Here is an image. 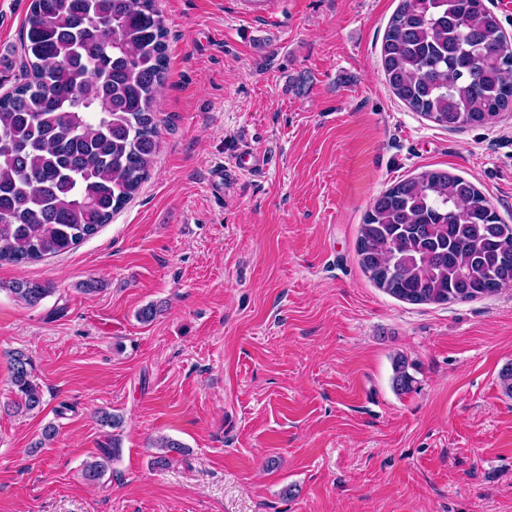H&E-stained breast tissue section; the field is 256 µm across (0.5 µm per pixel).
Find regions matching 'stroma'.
Instances as JSON below:
<instances>
[{
  "label": "stroma",
  "mask_w": 512,
  "mask_h": 512,
  "mask_svg": "<svg viewBox=\"0 0 512 512\" xmlns=\"http://www.w3.org/2000/svg\"><path fill=\"white\" fill-rule=\"evenodd\" d=\"M400 3L279 0L269 25L236 0H158L147 179L69 252L0 262V512H512V287L409 304L356 252L373 199L425 170L470 179L512 224V111L456 131L410 111L380 64ZM30 4L0 0L4 89ZM246 152L266 167L237 169ZM19 278L54 292L19 303ZM16 348L43 393L30 413L9 407ZM116 435L89 483L84 462ZM162 435L186 451L160 468ZM111 444L109 448L100 449V456L85 464L84 476L90 483L99 480L105 474L112 461L120 456L121 444L119 439L113 436Z\"/></svg>",
  "instance_id": "35a3bbf8"
}]
</instances>
